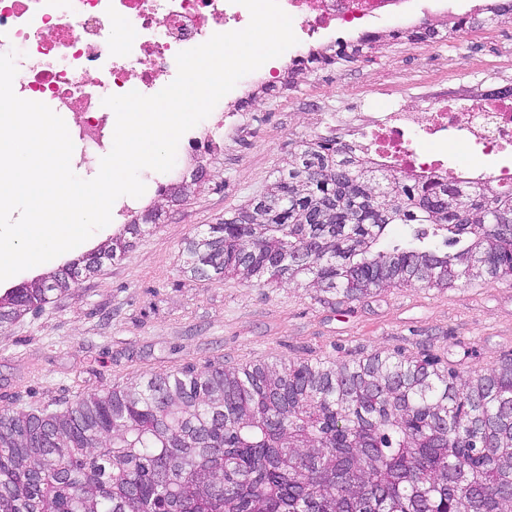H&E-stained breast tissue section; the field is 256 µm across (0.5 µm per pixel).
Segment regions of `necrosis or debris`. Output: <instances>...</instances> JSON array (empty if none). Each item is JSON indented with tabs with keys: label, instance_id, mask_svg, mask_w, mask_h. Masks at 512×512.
I'll list each match as a JSON object with an SVG mask.
<instances>
[{
	"label": "necrosis or debris",
	"instance_id": "1",
	"mask_svg": "<svg viewBox=\"0 0 512 512\" xmlns=\"http://www.w3.org/2000/svg\"><path fill=\"white\" fill-rule=\"evenodd\" d=\"M293 19L298 47L263 64L265 76L299 66L305 43L348 46L353 30L394 22L416 5L428 14L431 0H279ZM136 32L113 48L112 21ZM248 10L236 0H0V53L17 51L14 83L20 98L73 115L72 141L78 167L101 157L112 115L102 101L137 89L156 94L161 77L177 74L176 55L213 34L245 28ZM355 112L336 115L337 129L357 140L366 158L390 171L447 174L462 180L465 170L448 164L458 145L496 155L512 146V85L479 98L420 97L414 109L394 95L358 102Z\"/></svg>",
	"mask_w": 512,
	"mask_h": 512
}]
</instances>
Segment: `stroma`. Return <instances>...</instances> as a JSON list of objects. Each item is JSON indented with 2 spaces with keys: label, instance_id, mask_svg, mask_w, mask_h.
Listing matches in <instances>:
<instances>
[{
  "label": "stroma",
  "instance_id": "stroma-1",
  "mask_svg": "<svg viewBox=\"0 0 512 512\" xmlns=\"http://www.w3.org/2000/svg\"><path fill=\"white\" fill-rule=\"evenodd\" d=\"M491 0H461L472 21L453 31L443 8L410 15L391 38L360 55L280 77L271 86L239 85L236 130L225 133L207 172L188 195L143 194L138 215L164 213L121 256L102 260L68 292L0 331V410H60L76 396L126 386L184 367H241L277 360L339 363L380 351L475 371L512 358V280L482 279L448 289L390 288L337 303L335 294L300 284L203 280L186 270L196 232L262 194L291 153L325 137V113L353 95L395 92L479 96L481 72L512 81L500 42L512 16L491 17ZM116 224L78 247L0 282V292L61 269L111 238Z\"/></svg>",
  "mask_w": 512,
  "mask_h": 512
}]
</instances>
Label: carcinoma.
I'll list each match as a JSON object with an SVG mask.
<instances>
[{
	"label": "carcinoma",
	"mask_w": 512,
	"mask_h": 512,
	"mask_svg": "<svg viewBox=\"0 0 512 512\" xmlns=\"http://www.w3.org/2000/svg\"><path fill=\"white\" fill-rule=\"evenodd\" d=\"M392 224H429L443 251ZM132 219L63 269L0 294V329L124 252ZM188 271L356 300L512 277V190L426 182L334 138L303 142L247 207L188 242ZM0 512H512V361L461 374L380 353L193 368L0 412Z\"/></svg>",
	"instance_id": "obj_1"
}]
</instances>
